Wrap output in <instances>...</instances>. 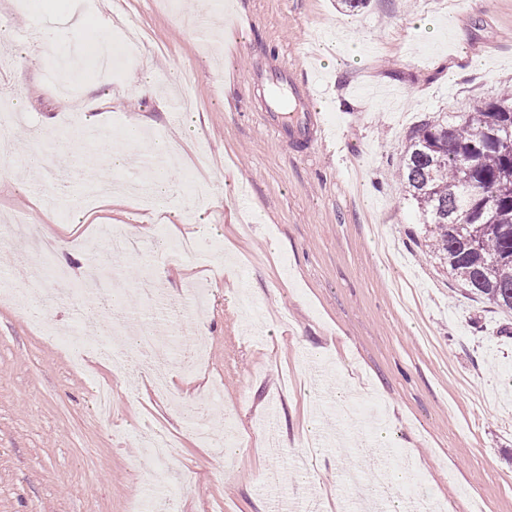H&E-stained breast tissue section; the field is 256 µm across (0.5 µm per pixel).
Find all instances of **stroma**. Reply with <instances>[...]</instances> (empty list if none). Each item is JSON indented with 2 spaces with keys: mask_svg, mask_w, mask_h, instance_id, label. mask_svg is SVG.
<instances>
[{
  "mask_svg": "<svg viewBox=\"0 0 512 512\" xmlns=\"http://www.w3.org/2000/svg\"><path fill=\"white\" fill-rule=\"evenodd\" d=\"M15 2L0 0L15 35L7 52L32 40L36 16L55 37L31 61L0 66V94L28 101L11 155L0 156V225L13 217L81 238L69 224L91 180L80 161L68 167L67 196L51 164L30 194L11 177L26 165L30 137L48 133L49 152L53 138L74 134L84 120L76 101L99 99L103 140L133 124L179 140L187 107L200 123L181 142L176 172L142 164L143 145L130 143L112 180L174 176L169 205L195 197L212 227L152 232L140 260L116 273L126 329H152L176 358L187 342L152 317L138 279L156 277L171 305L187 281L202 282L211 302L202 319L183 320L205 336L208 360L172 369L169 403L154 396L139 349H129L124 377L96 356L104 337L85 335L69 305L82 277L59 276L56 253L30 248L20 261L0 244V512H129L158 476L172 512H280L286 501L295 512H365L375 495L351 496L348 476L369 477L381 459L352 424L356 405L404 453L398 501L472 512L478 500L485 512H512V313L467 294L426 255L425 228L395 178L422 121L512 88V0H370L354 14L337 0H224L222 10L204 0ZM68 13L111 29L109 77L82 67L94 45L58 24ZM421 16L436 20L434 34L416 25ZM118 20L146 33V55L129 53ZM330 41L355 47L358 62L327 67ZM66 56L79 63L70 95L57 87ZM283 66L290 92L314 77L325 104L329 137L304 158L264 124ZM147 67L154 97L139 89ZM192 237L197 252L177 262L153 247ZM103 384L112 387L107 425L94 403ZM207 397L215 408L206 422L233 437L234 452L201 444L185 424ZM157 423L174 439L159 463L138 440ZM309 465L318 481H304Z\"/></svg>",
  "mask_w": 512,
  "mask_h": 512,
  "instance_id": "stroma-1",
  "label": "stroma"
}]
</instances>
